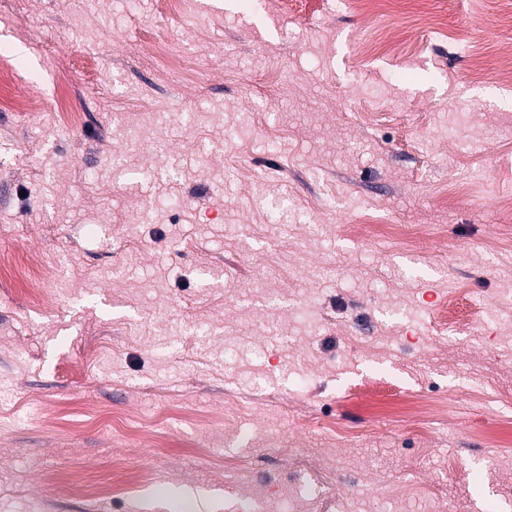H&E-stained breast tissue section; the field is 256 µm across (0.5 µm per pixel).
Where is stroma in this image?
I'll use <instances>...</instances> for the list:
<instances>
[{
	"instance_id": "obj_1",
	"label": "stroma",
	"mask_w": 512,
	"mask_h": 512,
	"mask_svg": "<svg viewBox=\"0 0 512 512\" xmlns=\"http://www.w3.org/2000/svg\"><path fill=\"white\" fill-rule=\"evenodd\" d=\"M179 2L0 0V512H512V0Z\"/></svg>"
}]
</instances>
